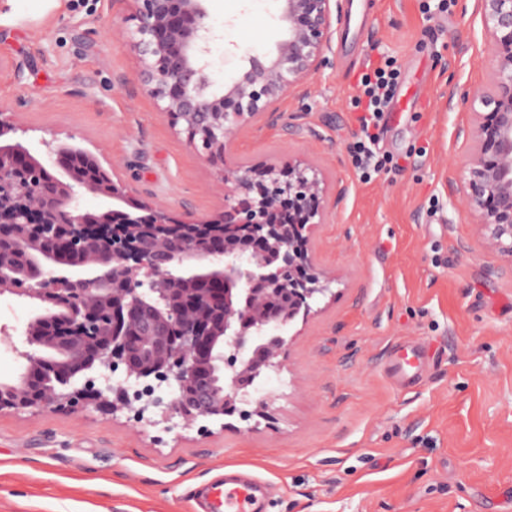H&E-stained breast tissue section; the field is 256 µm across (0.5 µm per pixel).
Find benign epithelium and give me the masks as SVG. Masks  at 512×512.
Here are the masks:
<instances>
[{
  "mask_svg": "<svg viewBox=\"0 0 512 512\" xmlns=\"http://www.w3.org/2000/svg\"><path fill=\"white\" fill-rule=\"evenodd\" d=\"M142 93L183 126L211 160L239 130L324 61L336 0H277L282 37L247 53L230 84L213 72L224 39L205 0H129ZM488 37V81L471 94V153L460 166L466 208L482 246L512 259V0H476ZM0 109V294L55 313L35 316L21 353L25 371L0 381V413L93 404L154 413L185 427L266 417L257 380L278 366L283 328L333 298L335 278L316 268L308 233L324 223L325 183L302 163L226 171L224 210L183 221L133 197L96 156L45 143L32 152ZM112 200L89 212L84 193ZM122 378L101 389L96 374ZM173 389L166 402L157 395Z\"/></svg>",
  "mask_w": 512,
  "mask_h": 512,
  "instance_id": "benign-epithelium-1",
  "label": "benign epithelium"
}]
</instances>
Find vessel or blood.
Wrapping results in <instances>:
<instances>
[{"mask_svg": "<svg viewBox=\"0 0 512 512\" xmlns=\"http://www.w3.org/2000/svg\"><path fill=\"white\" fill-rule=\"evenodd\" d=\"M387 370L398 381L415 382L422 371L418 350L399 347ZM269 486L252 473L225 469L196 492L201 512H267Z\"/></svg>", "mask_w": 512, "mask_h": 512, "instance_id": "1", "label": "vessel or blood"}]
</instances>
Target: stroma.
<instances>
[{
	"label": "stroma",
	"instance_id": "1",
	"mask_svg": "<svg viewBox=\"0 0 512 512\" xmlns=\"http://www.w3.org/2000/svg\"><path fill=\"white\" fill-rule=\"evenodd\" d=\"M337 5L324 64L243 128L220 167L141 93L125 0H16L0 23V109L33 153L82 148L186 221L223 209V169L310 164L326 193L309 250L336 276L335 298L287 326L260 424L202 431L92 405L1 413L0 512H195L194 489L227 466L268 480V512H512V275L476 246L448 186L470 150L466 95L488 79L475 0H377L348 38V0ZM206 6L226 29L212 53L224 79L281 37L276 0ZM382 57L401 71L380 144L399 166L367 181L350 152L357 79ZM34 314L0 295L1 380L23 373ZM403 342L423 356L406 389L386 371Z\"/></svg>",
	"mask_w": 512,
	"mask_h": 512
}]
</instances>
